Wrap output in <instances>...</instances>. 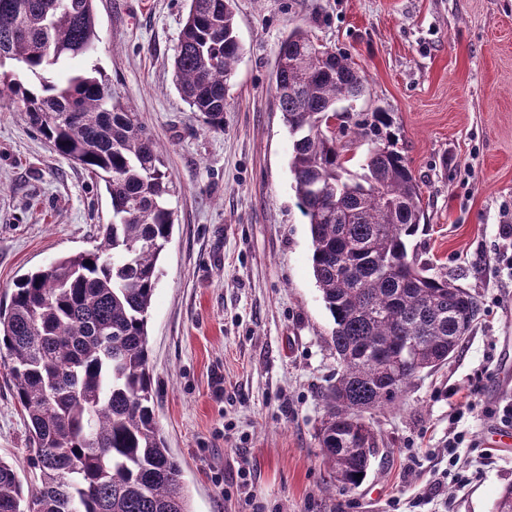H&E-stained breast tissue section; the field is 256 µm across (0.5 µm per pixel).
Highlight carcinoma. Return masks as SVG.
<instances>
[{
    "instance_id": "1",
    "label": "carcinoma",
    "mask_w": 512,
    "mask_h": 512,
    "mask_svg": "<svg viewBox=\"0 0 512 512\" xmlns=\"http://www.w3.org/2000/svg\"><path fill=\"white\" fill-rule=\"evenodd\" d=\"M95 0H0V99L63 158L102 181L112 222L92 250L22 274L0 301V364L27 428L21 466L0 459V512H192L181 463L158 427L149 372L148 317L169 242L173 179L136 113L112 95L96 65ZM241 54L232 0H191L174 57L176 89L214 129L224 128L228 76ZM292 137L290 168L313 243L312 269L333 319L339 363L317 428L330 480L355 487L378 448L369 415L459 350L479 319L477 297L409 255L424 218L392 113L354 123L360 171L329 124L360 96L363 79L294 27L275 72ZM414 353L389 389L387 365Z\"/></svg>"
}]
</instances>
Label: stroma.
Here are the masks:
<instances>
[{
	"mask_svg": "<svg viewBox=\"0 0 512 512\" xmlns=\"http://www.w3.org/2000/svg\"><path fill=\"white\" fill-rule=\"evenodd\" d=\"M190 0H95L94 62L161 143L174 190L171 239L148 319L155 415L181 460L193 512H492L512 481L495 433L512 379V0H235L241 56L224 127L179 97L173 60ZM346 56L364 96L351 119L394 113L420 182L419 260L478 297L482 313L448 364L377 413L379 450L357 487L333 484L315 430L336 376L333 320L290 170L275 69L294 26ZM112 210L103 183L59 156L0 102V296L61 256L92 249ZM479 381L451 424L448 392ZM464 431L465 488L434 487L448 428ZM0 457L27 465V433L0 368Z\"/></svg>",
	"mask_w": 512,
	"mask_h": 512,
	"instance_id": "1",
	"label": "stroma"
}]
</instances>
